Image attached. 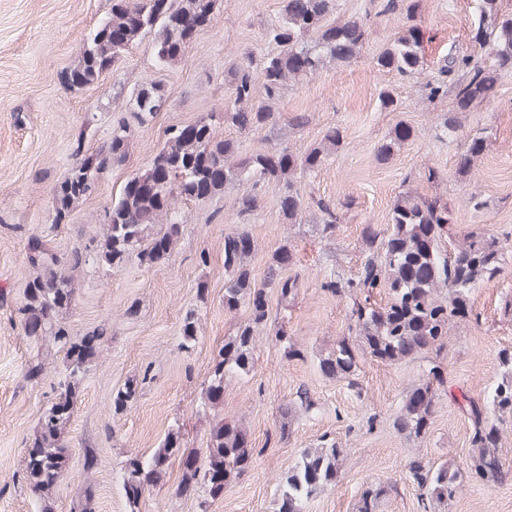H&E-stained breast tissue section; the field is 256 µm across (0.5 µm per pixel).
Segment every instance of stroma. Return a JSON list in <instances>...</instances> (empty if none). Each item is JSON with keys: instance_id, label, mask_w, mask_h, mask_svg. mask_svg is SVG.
<instances>
[{"instance_id": "stroma-1", "label": "stroma", "mask_w": 512, "mask_h": 512, "mask_svg": "<svg viewBox=\"0 0 512 512\" xmlns=\"http://www.w3.org/2000/svg\"><path fill=\"white\" fill-rule=\"evenodd\" d=\"M111 8L112 0H0V512H73L86 489L92 512H276L280 478L303 449L325 442L342 450L337 479L306 512H358L363 492L379 486L384 493L376 512H425L408 478V465L417 458L449 464L462 474L456 497L445 506L431 504L426 512H512V416L488 415L501 429L500 455L511 476L486 481L471 470L472 423L461 402L465 395L481 400L501 378L502 352L512 351V245L503 253L500 276L473 289V317L449 320L441 353L398 363L359 356L358 392L319 368L321 355L337 341L354 338L349 329L353 297L332 293L324 284L360 276L368 256L364 226L386 230L390 209L403 193L447 199L445 248L472 233H512V73L501 75L489 99L459 114L453 134L440 126L452 97L430 101L421 92L449 44L473 51L474 0H419L415 22L424 34V65L411 80L373 66L405 19H375L357 62L328 63L289 82L271 104L278 121L271 134L244 133L223 120L229 95L224 74L243 59L257 63L273 51L265 31L279 22L282 0H216L212 24L193 37L175 64L159 65L146 39L122 53L98 83L67 88L62 72L78 63L88 32L110 16ZM152 85L164 89L166 101L152 119L135 126L126 162L105 174L99 194L80 202L67 223L51 226V189L75 145L94 154L110 139L130 91ZM386 90L395 100L388 110L379 102ZM300 112L309 117L301 129L288 123ZM207 113L214 116L216 136L236 140L245 154L273 143L300 155L328 148L324 164L297 179L306 195L335 202L341 222L329 238L321 233L317 208L307 209L302 223H286L278 190L269 186L250 223L239 225L236 201L242 188L235 185L202 203L179 202L183 233L167 263L148 268L132 258L117 272L93 266L79 273L74 301L60 319L76 336L104 322L110 334L77 389L65 433L66 464L53 490L38 494L22 477L25 450L65 362L52 337L26 334L17 319L32 272L28 238L46 233L48 248L65 257L80 234L98 229L127 179L147 168L167 129ZM86 122L91 132L83 138L79 130ZM400 125L410 128V138L390 160L378 161V147ZM333 128L340 129L342 139L330 148L325 135ZM479 131L488 136L485 151L470 173L458 174L465 138ZM239 230L256 242L249 261L256 280L266 278L285 246L294 262L279 275L297 281L295 293L285 298L268 289L269 319L257 332L254 366L224 383L221 414L225 423L245 427L252 462L208 510L199 508L202 492L180 491L174 461L163 480L131 504L122 490L127 459L150 456L179 425L188 447L207 445L209 421L199 414L202 386L225 339L249 318L247 308H224V236ZM133 304L138 314L131 317L126 310ZM190 312L197 317L196 336L191 350L184 351L181 326ZM281 331L286 341H279ZM290 342L300 357L287 356ZM34 360L42 361L46 372L32 382L25 373ZM435 364L449 392L440 396L426 435L405 438L393 422L407 392ZM129 384L136 388L134 399L114 411V394ZM302 389L312 409L300 407Z\"/></svg>"}]
</instances>
